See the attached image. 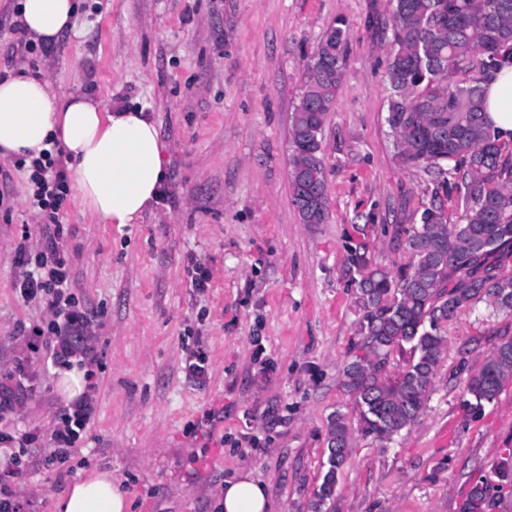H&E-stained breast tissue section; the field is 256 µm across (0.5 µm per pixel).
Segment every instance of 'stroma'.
Wrapping results in <instances>:
<instances>
[{"label": "stroma", "mask_w": 512, "mask_h": 512, "mask_svg": "<svg viewBox=\"0 0 512 512\" xmlns=\"http://www.w3.org/2000/svg\"><path fill=\"white\" fill-rule=\"evenodd\" d=\"M20 0H0V76L26 72L105 107L144 109L162 146L168 199L136 224H103L68 194L59 250L89 321L87 397L58 386L53 314L24 301L16 248L38 249L29 172L0 155V488L19 512H52L81 473L108 469L128 512H215L238 472L265 486L271 512H313L328 469V426L344 413L349 455L323 512H460L471 485L512 452V377L468 415L464 383L512 338V312L487 302L442 325L448 347L426 410L391 439L363 435L342 389L362 310L350 252L410 263L398 228L430 200L422 168L402 166L385 123L389 0H80L47 54L18 42ZM349 27L344 82L322 133L328 219L303 224L288 191L290 116L313 52L336 20ZM198 261L209 286H191ZM203 362V374L191 365ZM84 428L59 460L54 435Z\"/></svg>", "instance_id": "stroma-1"}]
</instances>
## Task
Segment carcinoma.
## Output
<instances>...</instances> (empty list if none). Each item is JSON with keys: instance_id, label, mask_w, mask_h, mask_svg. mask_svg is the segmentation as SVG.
Instances as JSON below:
<instances>
[{"instance_id": "obj_1", "label": "carcinoma", "mask_w": 512, "mask_h": 512, "mask_svg": "<svg viewBox=\"0 0 512 512\" xmlns=\"http://www.w3.org/2000/svg\"><path fill=\"white\" fill-rule=\"evenodd\" d=\"M392 52L385 122L397 158L432 173L431 204L420 227L400 228L412 262L393 274L372 263L366 246L349 271L364 311L355 355L342 370V388L359 410L361 431L389 439L423 415L447 339L441 324L475 300L512 311V273L490 264L512 255V142L499 139L484 112L483 85L512 65V0H391ZM348 30L338 20L317 45L291 115L289 194L307 209V224L328 218L322 131L342 87ZM457 196L461 222L443 220L438 203ZM409 353L393 377L387 365ZM512 376V339L499 344L465 382L462 409L480 411ZM352 438L347 418L329 424L328 470L314 493V512L335 491ZM496 480L476 482L460 512H491L507 486L512 458Z\"/></svg>"}]
</instances>
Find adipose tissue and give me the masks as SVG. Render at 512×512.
I'll return each instance as SVG.
<instances>
[{
	"label": "adipose tissue",
	"instance_id": "adipose-tissue-1",
	"mask_svg": "<svg viewBox=\"0 0 512 512\" xmlns=\"http://www.w3.org/2000/svg\"><path fill=\"white\" fill-rule=\"evenodd\" d=\"M75 0H21L27 36L55 43L73 26ZM487 119L501 140H512V67L485 85ZM58 147L74 172V189L88 212L105 224H134L164 188L162 147L154 122L137 108L102 107L87 93H54L46 79L0 78V154L37 156ZM221 512H268L265 487L240 473L218 493ZM125 492L109 470H94L53 502V512H127Z\"/></svg>",
	"mask_w": 512,
	"mask_h": 512
}]
</instances>
